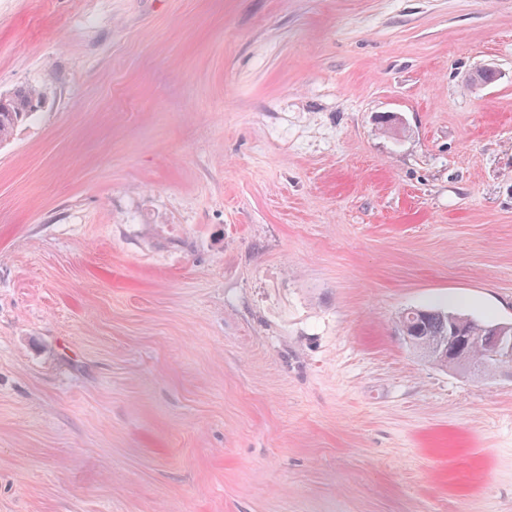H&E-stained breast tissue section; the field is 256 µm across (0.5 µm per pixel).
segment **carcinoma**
I'll return each mask as SVG.
<instances>
[{"label":"carcinoma","mask_w":512,"mask_h":512,"mask_svg":"<svg viewBox=\"0 0 512 512\" xmlns=\"http://www.w3.org/2000/svg\"><path fill=\"white\" fill-rule=\"evenodd\" d=\"M8 105L0 108V143L9 139L14 129L30 118L39 103V92L33 87H21L7 94ZM400 330L416 329L419 349L427 353L442 344L448 337V328L456 326L462 333L470 336H484L494 326L491 321L477 320L469 315L441 308H415L405 311L398 320ZM436 365L468 372L477 370L490 372L495 365L486 362L483 349L465 347L454 360H441Z\"/></svg>","instance_id":"carcinoma-1"}]
</instances>
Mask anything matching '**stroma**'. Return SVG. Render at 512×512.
Segmentation results:
<instances>
[{
    "instance_id": "35a3bbf8",
    "label": "stroma",
    "mask_w": 512,
    "mask_h": 512,
    "mask_svg": "<svg viewBox=\"0 0 512 512\" xmlns=\"http://www.w3.org/2000/svg\"><path fill=\"white\" fill-rule=\"evenodd\" d=\"M21 86L0 512H512V370L398 327L512 321V0H0ZM512 360L511 359H505L500 361L499 365L500 368L503 366H510L511 367ZM434 364L445 367V368H451L454 370H461L464 372H468L471 370H477L483 373H490L493 372V368L499 366V365H493L486 362V358L483 352V349L480 347H465L462 350H460L455 357V360L448 361V360H441V361H434Z\"/></svg>"
}]
</instances>
